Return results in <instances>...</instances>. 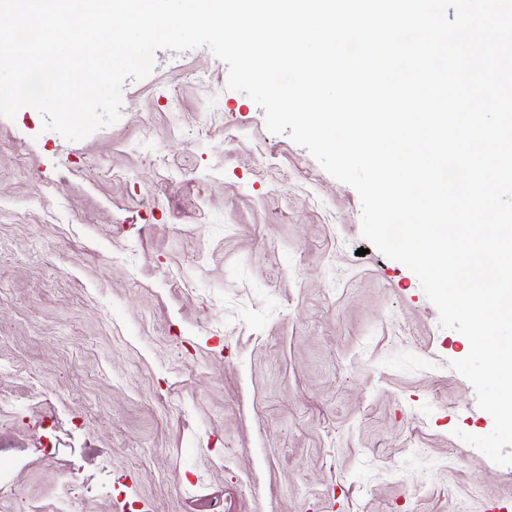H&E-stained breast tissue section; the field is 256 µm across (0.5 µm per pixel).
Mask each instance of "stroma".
I'll return each mask as SVG.
<instances>
[{
    "instance_id": "1",
    "label": "stroma",
    "mask_w": 512,
    "mask_h": 512,
    "mask_svg": "<svg viewBox=\"0 0 512 512\" xmlns=\"http://www.w3.org/2000/svg\"><path fill=\"white\" fill-rule=\"evenodd\" d=\"M227 76L208 48L157 51L80 141L0 117V512L512 501V466L456 436L493 429L450 367L467 338Z\"/></svg>"
}]
</instances>
